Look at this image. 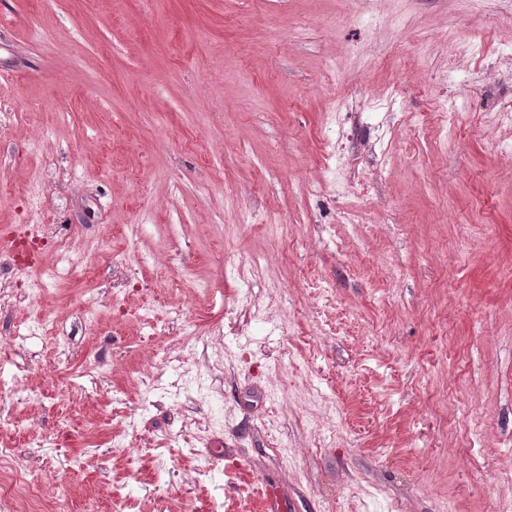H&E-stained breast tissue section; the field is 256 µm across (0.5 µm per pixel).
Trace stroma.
I'll use <instances>...</instances> for the list:
<instances>
[{
    "label": "stroma",
    "instance_id": "1",
    "mask_svg": "<svg viewBox=\"0 0 512 512\" xmlns=\"http://www.w3.org/2000/svg\"><path fill=\"white\" fill-rule=\"evenodd\" d=\"M507 103L512 0H0V229L49 219L0 251V443L44 502L512 512Z\"/></svg>",
    "mask_w": 512,
    "mask_h": 512
}]
</instances>
